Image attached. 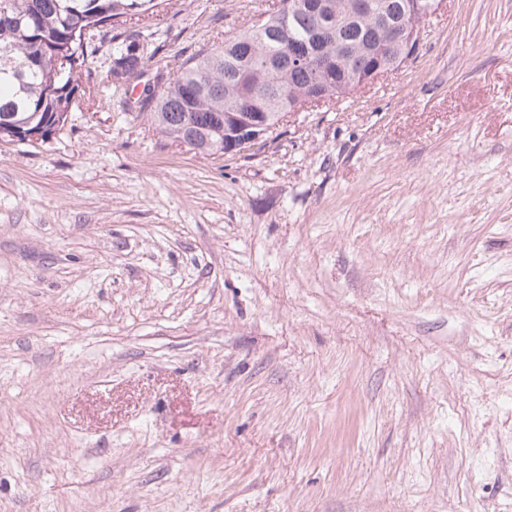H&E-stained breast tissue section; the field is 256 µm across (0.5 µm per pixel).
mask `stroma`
I'll return each instance as SVG.
<instances>
[{"mask_svg": "<svg viewBox=\"0 0 512 512\" xmlns=\"http://www.w3.org/2000/svg\"><path fill=\"white\" fill-rule=\"evenodd\" d=\"M278 0H161L173 81ZM203 156L114 85L0 139V512H512V0Z\"/></svg>", "mask_w": 512, "mask_h": 512, "instance_id": "obj_1", "label": "stroma"}]
</instances>
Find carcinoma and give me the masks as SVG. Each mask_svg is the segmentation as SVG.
Instances as JSON below:
<instances>
[{"label":"carcinoma","mask_w":512,"mask_h":512,"mask_svg":"<svg viewBox=\"0 0 512 512\" xmlns=\"http://www.w3.org/2000/svg\"><path fill=\"white\" fill-rule=\"evenodd\" d=\"M329 18L279 8L250 29L182 59L174 83L164 76L140 85L149 57L147 36L135 30L112 55L109 70L126 60L128 84L141 86V112L168 138L206 155H224L235 116L266 127L286 108L302 110L315 94L332 99L352 93L361 75L378 64L395 68L397 37L424 17L406 16L405 0H329ZM157 0H0V138L44 141L68 120L87 58L95 50L76 28L123 26L154 13Z\"/></svg>","instance_id":"obj_1"}]
</instances>
